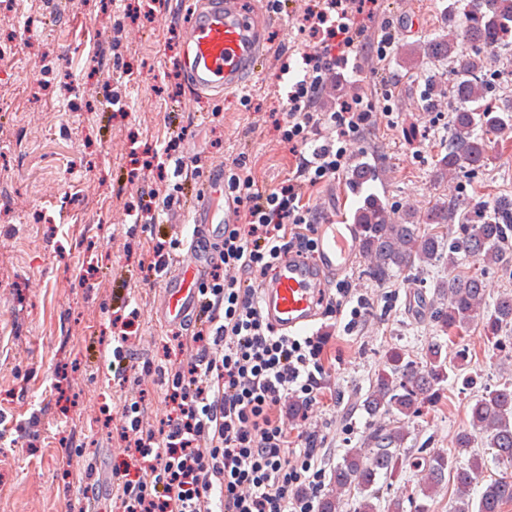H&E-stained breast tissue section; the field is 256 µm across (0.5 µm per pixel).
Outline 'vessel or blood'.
<instances>
[{"instance_id":"1","label":"vessel or blood","mask_w":512,"mask_h":512,"mask_svg":"<svg viewBox=\"0 0 512 512\" xmlns=\"http://www.w3.org/2000/svg\"><path fill=\"white\" fill-rule=\"evenodd\" d=\"M265 24L262 14L244 0H199L184 42L182 65L194 93H224L239 87L261 57L258 38ZM224 169L206 175V189L187 215L192 237L163 283L159 321L167 327L184 324L194 316L199 288L209 277L210 252L202 243H218L224 232ZM359 241L358 227L321 229L314 259L290 253L265 278L260 305L273 326L291 335L310 330L320 317L326 291L351 265Z\"/></svg>"}]
</instances>
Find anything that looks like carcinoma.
Instances as JSON below:
<instances>
[{"mask_svg":"<svg viewBox=\"0 0 512 512\" xmlns=\"http://www.w3.org/2000/svg\"><path fill=\"white\" fill-rule=\"evenodd\" d=\"M445 11L462 15L463 38L472 52H464L457 33L444 31L408 54L429 61L446 60L452 66V85L430 80L423 98L433 110L442 99L453 96L458 107L452 113L441 171L454 176L462 169L478 170L490 160L486 134L501 136L512 131V95L499 94L491 83L490 58L479 50L512 51V0H448ZM376 168L367 160L357 161L352 183L361 204L354 222L360 227V248L369 259L366 275L383 283L404 269H424L439 259L458 263L464 255L476 261L500 264L512 246V197L500 196L490 202L478 201L461 192L435 204L423 216V223L436 228L420 233L414 214H396L370 185ZM461 226L460 236H444L440 229L453 222ZM485 302V288L476 276L458 275L437 290L430 317L448 333L469 325ZM512 325V292L502 293L493 310L485 316L486 332L492 336ZM388 369L380 373L360 400V406L374 417L390 416L368 434L364 446L349 448L330 467L329 483L337 490L352 489L357 498L353 512H405L403 499L380 496L379 483L393 477L404 460L424 468L420 485L423 501L410 502L414 512H429L427 501L448 484L455 487V512H502L512 503V475H500L486 482L478 497L473 487L483 477L488 462L512 467V382L479 395L469 408L468 426L455 439L452 455L429 454L424 448H406L405 420L419 413L421 404L437 396L439 384L448 379V350L434 342L427 346L424 361L406 360L390 352ZM483 451L475 452V444Z\"/></svg>","mask_w":512,"mask_h":512,"instance_id":"1","label":"carcinoma"}]
</instances>
